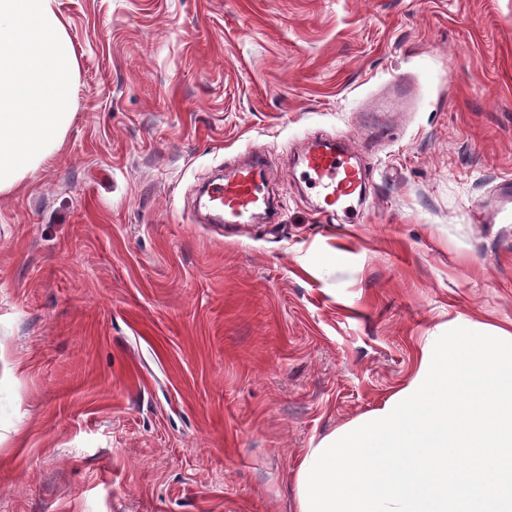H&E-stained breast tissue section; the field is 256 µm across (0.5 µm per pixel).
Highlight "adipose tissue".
I'll return each instance as SVG.
<instances>
[{
  "mask_svg": "<svg viewBox=\"0 0 512 512\" xmlns=\"http://www.w3.org/2000/svg\"><path fill=\"white\" fill-rule=\"evenodd\" d=\"M76 71L57 0H0V196L61 149Z\"/></svg>",
  "mask_w": 512,
  "mask_h": 512,
  "instance_id": "obj_1",
  "label": "adipose tissue"
}]
</instances>
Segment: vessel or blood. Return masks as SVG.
Here are the masks:
<instances>
[{
  "mask_svg": "<svg viewBox=\"0 0 512 512\" xmlns=\"http://www.w3.org/2000/svg\"><path fill=\"white\" fill-rule=\"evenodd\" d=\"M304 166L321 198L320 212L340 211L348 221H357L359 212L352 201L365 193L366 178L351 153L344 147L324 142L305 155ZM264 167L262 153H254L250 164L236 169L222 183L213 185L209 201L223 212L225 223H239L264 204Z\"/></svg>",
  "mask_w": 512,
  "mask_h": 512,
  "instance_id": "vessel-or-blood-1",
  "label": "vessel or blood"
}]
</instances>
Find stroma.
Masks as SVG:
<instances>
[{
    "instance_id": "35a3bbf8",
    "label": "stroma",
    "mask_w": 512,
    "mask_h": 512,
    "mask_svg": "<svg viewBox=\"0 0 512 512\" xmlns=\"http://www.w3.org/2000/svg\"><path fill=\"white\" fill-rule=\"evenodd\" d=\"M61 150L0 197V512H296L461 319L512 332V0H59ZM366 170L319 215L311 142ZM267 162L273 219L206 181Z\"/></svg>"
}]
</instances>
